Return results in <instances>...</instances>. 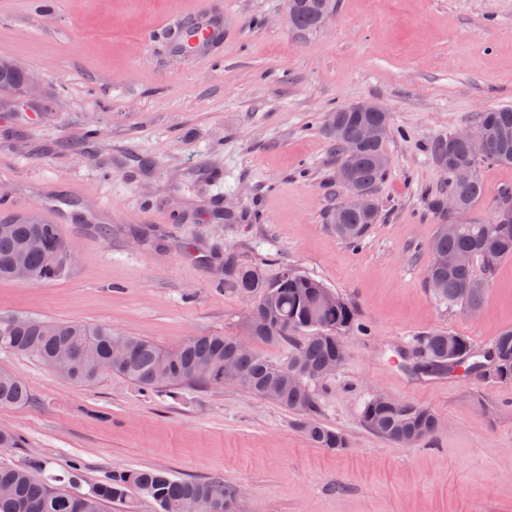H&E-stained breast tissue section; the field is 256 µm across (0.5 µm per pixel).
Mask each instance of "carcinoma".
<instances>
[{
	"label": "carcinoma",
	"mask_w": 512,
	"mask_h": 512,
	"mask_svg": "<svg viewBox=\"0 0 512 512\" xmlns=\"http://www.w3.org/2000/svg\"><path fill=\"white\" fill-rule=\"evenodd\" d=\"M335 0H288L291 25L299 30L314 29L322 15L333 12ZM341 121L347 137L335 136L334 121ZM389 121L388 113L348 112L340 109L329 117L340 163L350 167L355 185L369 197L364 209L344 204L333 216L336 234L361 243L370 226L378 220V206L372 189L387 169L386 141L354 144L347 153V139L366 122ZM476 128L491 139L490 152L472 158L465 145L454 137H439L429 143L434 161L448 176V189L430 198V206L448 217L430 243L432 260L427 281L435 288V300L448 307L482 303L485 279L476 268L490 274L504 259L512 257V210L504 192L493 222L458 221L457 215L470 211L483 195L478 170L483 165L512 166V107L492 108L478 117ZM470 170L461 184L456 172ZM456 195L461 209L449 212L444 201ZM69 249L60 225L40 218L0 226V281L13 280L17 266L26 268L35 281L64 276L70 269ZM465 255L459 266H443L442 256ZM224 286L249 305L247 327L253 341L288 344V359L275 364L257 354L253 347L241 348L232 336H194L181 345L165 349L140 337L116 332L109 324L89 325L77 321H55L32 316H0V351L32 358L47 368L58 364L63 376L79 383L95 381L102 373L125 377L143 389L175 386L196 388L224 386L225 366L231 365L239 385L274 401L300 416L302 432L320 448L342 450L345 435L316 419L318 388L331 376L321 372L328 363L346 356L342 332L354 325L351 307L339 296L331 306L323 296L330 293L322 283L288 268L270 283L256 267L239 263L231 254L224 258ZM453 342L464 366L474 351L467 338L448 337L441 331L420 337L414 350L423 365L434 371L448 370V342ZM499 361L494 373L500 382L512 381V329L496 336L490 346ZM32 397L18 377L0 372V406L24 405ZM361 422L371 432L397 445H409L410 434L430 441L439 420L429 409L397 400H367ZM40 468L33 460L27 465L0 466V512H106L110 503H123L135 491L154 505L155 512H235L239 492L221 481L172 478L158 469L114 471L84 493H70L59 487L82 482L81 469L72 467L62 476L36 480L31 471Z\"/></svg>",
	"instance_id": "obj_1"
}]
</instances>
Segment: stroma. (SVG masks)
Returning a JSON list of instances; mask_svg holds the SVG:
<instances>
[{
  "label": "stroma",
  "instance_id": "1",
  "mask_svg": "<svg viewBox=\"0 0 512 512\" xmlns=\"http://www.w3.org/2000/svg\"><path fill=\"white\" fill-rule=\"evenodd\" d=\"M316 29L288 23V0H0V53L38 72L37 102L0 100V222L25 199L61 224L74 262L58 279L0 282L1 316L107 323L171 349L237 336L247 305L224 289L225 254L268 280L289 268L354 311L346 360L323 390L320 422L348 446L316 447L297 415L249 390H146L111 373L79 384L0 351V372L33 401L0 407L39 476L155 468L239 489L237 512H512V382L427 374L402 359L429 331L487 347L512 328V259L486 279L476 314L439 304L426 280L445 176L427 144L512 106V0H336ZM221 36L174 48L204 8ZM365 100L390 116L380 218L364 242L331 220L330 112ZM468 220L491 222L512 167L480 170ZM232 203L240 221H224ZM435 413L424 445L360 422L374 393Z\"/></svg>",
  "mask_w": 512,
  "mask_h": 512
}]
</instances>
